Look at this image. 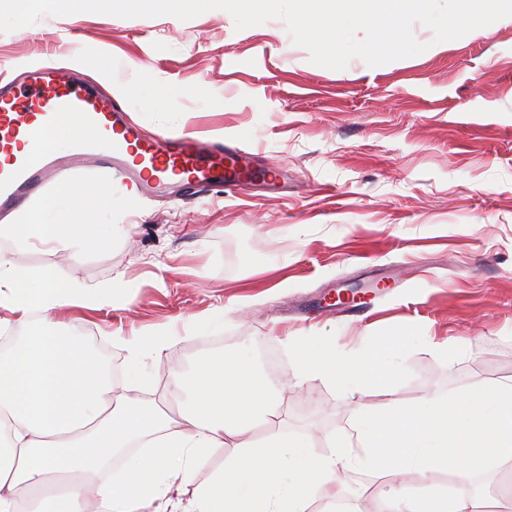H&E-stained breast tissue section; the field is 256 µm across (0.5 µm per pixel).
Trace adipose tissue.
Segmentation results:
<instances>
[{
	"label": "adipose tissue",
	"mask_w": 512,
	"mask_h": 512,
	"mask_svg": "<svg viewBox=\"0 0 512 512\" xmlns=\"http://www.w3.org/2000/svg\"><path fill=\"white\" fill-rule=\"evenodd\" d=\"M57 203L28 212L24 223L0 226L18 244L69 245ZM116 299L109 288H67L51 276L17 274L0 254V309L29 325L0 355V512H36L64 503V512H308L315 499L335 500L344 468L404 477L387 512H480L474 500L431 491L437 468L460 481L488 462L512 461V383L466 389L407 406H359L352 434L337 451L315 453L310 440L280 432L250 434L259 420L282 416L281 400L252 355L205 354L178 373L171 394L184 408L179 423L130 397L78 338L64 335L50 313L95 310ZM397 348L364 347L338 354L326 339L298 345L295 371L355 395L366 394L394 368ZM146 452L119 477L102 479V465L121 449ZM229 456L210 479L198 468L218 448ZM192 497L171 499L172 488Z\"/></svg>",
	"instance_id": "ef3b65f1"
}]
</instances>
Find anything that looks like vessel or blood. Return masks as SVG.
Instances as JSON below:
<instances>
[{"label": "vessel or blood", "mask_w": 512, "mask_h": 512, "mask_svg": "<svg viewBox=\"0 0 512 512\" xmlns=\"http://www.w3.org/2000/svg\"><path fill=\"white\" fill-rule=\"evenodd\" d=\"M77 123L50 150L23 154L69 117ZM96 170L130 198L237 190L257 173L238 147L193 133L145 138L121 97L87 87L69 67H33L20 85L0 81V215L45 194L71 175Z\"/></svg>", "instance_id": "vessel-or-blood-1"}]
</instances>
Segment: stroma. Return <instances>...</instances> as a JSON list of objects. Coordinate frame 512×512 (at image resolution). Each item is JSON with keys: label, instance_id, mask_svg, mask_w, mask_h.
Returning a JSON list of instances; mask_svg holds the SVG:
<instances>
[{"label": "stroma", "instance_id": "obj_1", "mask_svg": "<svg viewBox=\"0 0 512 512\" xmlns=\"http://www.w3.org/2000/svg\"><path fill=\"white\" fill-rule=\"evenodd\" d=\"M378 67L314 65L282 21L236 30L211 10L119 18L83 12L45 16L0 32V77L24 65H70L122 96L145 133L190 130L236 143L284 182L237 194L95 206L109 184L70 181L62 217L74 247H9L18 274L73 288H120L131 305L56 311L63 332L108 359L135 394L171 419L172 377L204 353L250 352L281 389L283 429L327 453L358 404L419 400L512 379V23L494 22ZM182 88L168 93L170 85ZM165 97L164 109L143 90ZM367 292L366 318L326 298ZM214 313L216 329L195 317ZM147 331L172 340L132 363L127 339ZM324 336L343 353L405 340L401 365L365 395H348L293 372L295 346ZM463 349L447 358L444 339ZM343 495L378 512L392 483L342 472ZM450 497L487 512H512V463L476 482L433 476Z\"/></svg>", "mask_w": 512, "mask_h": 512}]
</instances>
